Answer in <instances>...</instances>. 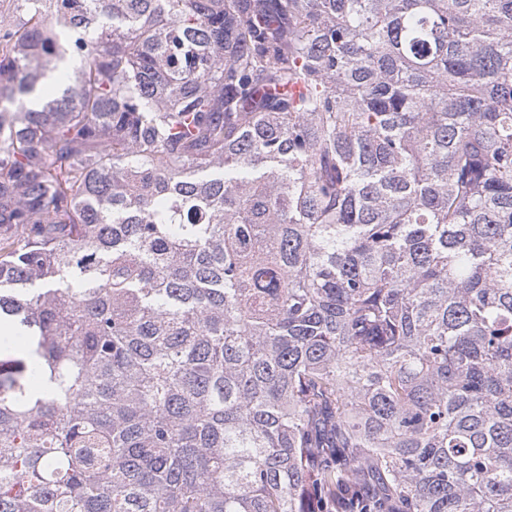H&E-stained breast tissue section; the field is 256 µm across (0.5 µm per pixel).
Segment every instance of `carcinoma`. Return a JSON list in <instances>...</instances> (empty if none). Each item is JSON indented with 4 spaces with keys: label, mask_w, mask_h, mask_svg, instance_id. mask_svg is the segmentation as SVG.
<instances>
[{
    "label": "carcinoma",
    "mask_w": 512,
    "mask_h": 512,
    "mask_svg": "<svg viewBox=\"0 0 512 512\" xmlns=\"http://www.w3.org/2000/svg\"><path fill=\"white\" fill-rule=\"evenodd\" d=\"M12 4L0 512H512V0Z\"/></svg>",
    "instance_id": "obj_1"
}]
</instances>
